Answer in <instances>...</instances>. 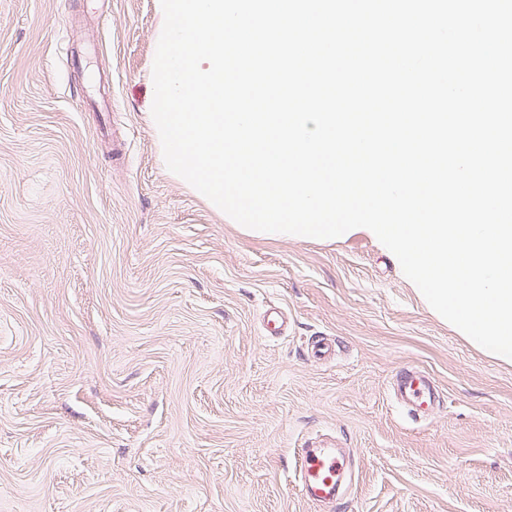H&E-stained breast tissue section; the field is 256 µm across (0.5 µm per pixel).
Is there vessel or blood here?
I'll use <instances>...</instances> for the list:
<instances>
[{
    "mask_svg": "<svg viewBox=\"0 0 512 512\" xmlns=\"http://www.w3.org/2000/svg\"><path fill=\"white\" fill-rule=\"evenodd\" d=\"M396 400L411 413L430 412L434 388L430 378L414 370L399 376L393 386ZM345 474V460L332 448H306L302 451V488L313 504L334 501Z\"/></svg>",
    "mask_w": 512,
    "mask_h": 512,
    "instance_id": "1",
    "label": "vessel or blood"
}]
</instances>
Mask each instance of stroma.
<instances>
[{
    "mask_svg": "<svg viewBox=\"0 0 512 512\" xmlns=\"http://www.w3.org/2000/svg\"><path fill=\"white\" fill-rule=\"evenodd\" d=\"M161 25L155 0H0V512H319L307 446L351 458L330 512H512V366L369 238H252L172 177ZM412 367L420 419L391 388ZM395 399L413 414L428 413L434 403V388L430 378L420 370L399 376L393 386Z\"/></svg>",
    "mask_w": 512,
    "mask_h": 512,
    "instance_id": "stroma-1",
    "label": "stroma"
}]
</instances>
